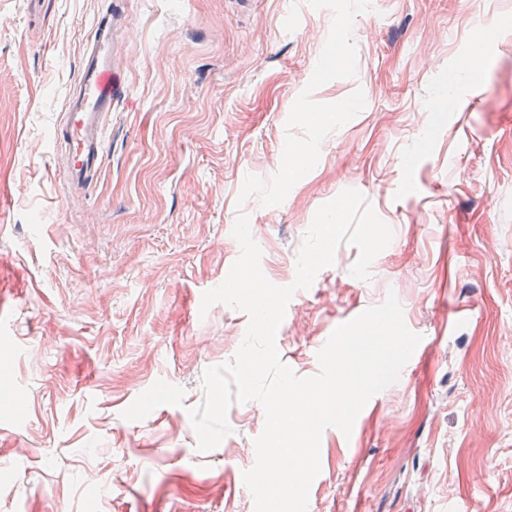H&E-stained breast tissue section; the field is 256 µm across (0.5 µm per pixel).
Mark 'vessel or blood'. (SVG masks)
I'll use <instances>...</instances> for the list:
<instances>
[{"label":"vessel or blood","mask_w":512,"mask_h":512,"mask_svg":"<svg viewBox=\"0 0 512 512\" xmlns=\"http://www.w3.org/2000/svg\"><path fill=\"white\" fill-rule=\"evenodd\" d=\"M115 39V16L108 10L99 13L93 22V40L82 56L79 78L52 131L55 146L65 150L60 172L79 192L95 183L104 168L107 125L114 104L126 93L125 78L113 62Z\"/></svg>","instance_id":"1"}]
</instances>
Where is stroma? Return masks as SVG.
I'll return each instance as SVG.
<instances>
[{"mask_svg": "<svg viewBox=\"0 0 512 512\" xmlns=\"http://www.w3.org/2000/svg\"><path fill=\"white\" fill-rule=\"evenodd\" d=\"M358 74L313 93L366 104L281 205L239 202L280 166L332 14L306 0H0V512H255L262 405L202 452L188 408L247 315L201 313L249 217L273 284L346 189L393 230L371 278L333 266L289 302L283 363L317 375L339 325L395 295L421 341L351 436L324 430L308 512H512V0H370ZM116 17V102L97 183L71 201L52 128L94 17ZM488 53L453 86L470 48Z\"/></svg>", "mask_w": 512, "mask_h": 512, "instance_id": "stroma-1", "label": "stroma"}]
</instances>
